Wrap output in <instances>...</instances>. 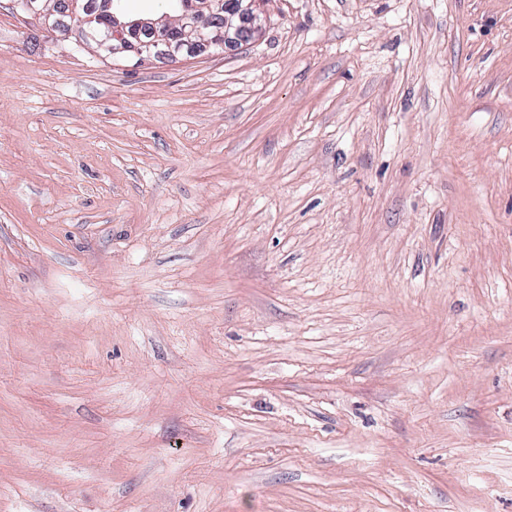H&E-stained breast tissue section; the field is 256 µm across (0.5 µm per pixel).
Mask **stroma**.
<instances>
[{"instance_id": "obj_1", "label": "stroma", "mask_w": 512, "mask_h": 512, "mask_svg": "<svg viewBox=\"0 0 512 512\" xmlns=\"http://www.w3.org/2000/svg\"><path fill=\"white\" fill-rule=\"evenodd\" d=\"M255 10L0 0V512H512V0ZM173 1L179 2L183 8L190 6L195 0ZM207 2L209 12L206 16L203 17L193 5L184 7L176 24L168 28L176 29L181 38L187 39L180 41L159 35L161 20L122 18L118 2L113 0H99L96 9L92 11L86 10L80 0H24L23 8L50 29H57V22L61 17H69L71 23L66 24L64 31H71L76 24L77 42L82 46H94L95 53L102 59L132 54L140 63L162 56L178 60L177 58L185 55L183 45L190 42L191 37L204 38V28L211 32L217 29L215 34L221 39L219 45H241L259 32L261 19L254 9L256 0ZM75 18L78 20L76 23L73 22ZM143 35H150L149 39H143Z\"/></svg>"}]
</instances>
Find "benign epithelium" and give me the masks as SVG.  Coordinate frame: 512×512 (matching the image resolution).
<instances>
[{"mask_svg":"<svg viewBox=\"0 0 512 512\" xmlns=\"http://www.w3.org/2000/svg\"><path fill=\"white\" fill-rule=\"evenodd\" d=\"M209 12L202 15L195 7H185L178 15L174 29L182 40L159 35L160 21L149 18L124 19L116 0H98L96 9H85L80 0H24L28 14L50 29L57 28L61 17L72 22L65 31L78 28V43L92 45L102 59L132 54L143 63L154 58L184 56L183 45L193 37L202 36L203 29L216 30L224 43L240 45L261 28L256 14V0H208Z\"/></svg>","mask_w":512,"mask_h":512,"instance_id":"1","label":"benign epithelium"}]
</instances>
